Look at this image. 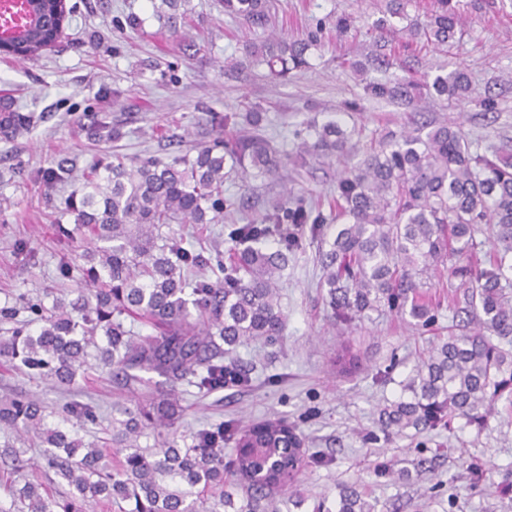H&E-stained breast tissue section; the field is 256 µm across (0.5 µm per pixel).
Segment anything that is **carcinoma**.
Instances as JSON below:
<instances>
[{"label": "carcinoma", "mask_w": 512, "mask_h": 512, "mask_svg": "<svg viewBox=\"0 0 512 512\" xmlns=\"http://www.w3.org/2000/svg\"><path fill=\"white\" fill-rule=\"evenodd\" d=\"M438 2L440 9L426 22L403 30L407 43L448 47L460 39V16L448 0ZM25 4L21 20H3L10 32L3 53L20 61L47 49L70 13L66 0ZM224 12L254 28L268 21L266 0H224ZM316 42L315 35L289 41L274 34L245 46L244 55L284 77L307 66ZM433 89L462 104L473 102L463 70L437 78ZM364 91L373 98L410 100L420 86L412 80L393 89L369 82ZM242 117L226 112L212 116L211 124L235 130ZM243 118L253 131L219 136L193 156L97 160L66 206L76 224L57 225L61 239L74 241L88 227L110 243L99 248L90 266L62 267L64 275L75 271L90 287L50 307L20 294L15 305L0 308V321L12 324L0 334V366L69 387L94 349L134 402L113 409L112 445L123 454L116 469L78 433L46 426L39 399L20 395L0 402V430L37 441L41 468L53 474L52 482L69 488L65 499L53 498L45 484L27 478L28 460L21 452L6 445L0 448L5 465L0 487L16 512H80L101 499L127 504L125 512H278L276 494H297L307 449L296 426L280 419L243 426L226 421L177 445L179 387L212 389L227 376L247 385L249 370L224 364V353L283 333L279 283L288 259L264 243L279 236L288 240V249H298L296 227L309 224L312 235L324 238L331 225L303 203L275 206L260 223L234 229L224 278L199 280L192 287L185 272L208 266L210 258L163 236L162 226L175 218L203 224L210 213L220 216L227 163L232 170L251 167L276 179L288 165L302 169L322 155L344 154L351 139L329 122L313 129V141L300 142L286 155L260 129L259 105L248 107ZM40 119L0 101V138H17ZM86 134L99 142L113 136L109 123L98 119L86 126ZM72 178L73 164L66 157L41 176L46 187ZM336 207V220L344 223L336 225L328 249L318 255L334 324L349 325L387 308L431 325L438 307L425 289L446 263L450 278L463 289L448 297V307L473 325L458 335V324L448 326V340L416 365L403 383V395L379 408L380 430L388 436L410 428L434 430L456 415L482 425L495 400L512 394V161L480 152L462 127L438 124L424 138L409 132L367 146L359 165L337 182ZM487 243L491 248L484 253ZM133 313L148 318L160 335L138 336L127 328L125 317ZM145 373L164 378L168 397L135 395ZM60 417L64 423L95 421L92 407L81 402L67 403ZM149 432L154 443L141 445ZM375 508L355 485L339 492L336 512Z\"/></svg>", "instance_id": "1"}]
</instances>
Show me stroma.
<instances>
[{
	"mask_svg": "<svg viewBox=\"0 0 512 512\" xmlns=\"http://www.w3.org/2000/svg\"><path fill=\"white\" fill-rule=\"evenodd\" d=\"M154 0H67L73 13L58 43L34 61L0 55V77L9 82L14 109L46 112L48 121L14 141H0V308L21 293L69 296L78 278L62 276L61 266L77 259L78 244L60 242L58 223L73 224L64 211L70 187L46 193L35 183L37 172L60 155L75 157L86 169L105 154L166 157L193 152L209 138L211 125L196 109L242 110L248 103L266 113L265 133L274 147L292 152L298 133L330 121L356 130V147L344 158H320L310 168H286L275 181L248 173L224 183L236 198L232 214L212 224H171L169 231L194 246L228 255L233 226L259 222L287 195L305 198L322 212L335 205L336 179L356 165L371 139L411 130L413 123H458L480 147L512 153V0H460L464 33L447 49L385 47L374 43L367 23L380 18L384 0H270L268 29L239 24L224 13L222 0H186L176 30H169L153 9ZM352 20L350 32H336L337 17ZM303 38L318 33L306 68L277 78L259 65L225 75L228 57L241 56L268 32ZM464 68L472 93L492 97L495 109L431 92L436 76ZM412 79L426 85L410 104L372 99L371 81ZM348 101L357 111L345 110ZM106 117L119 138L88 140L89 115ZM302 249L289 255L281 290L285 332L276 344L255 341L237 348L238 362L252 365L249 385L210 390L184 388L183 415L177 428L188 435L280 418L295 425L324 463L309 464L300 477L302 506L282 500L280 512H335L342 485L359 483L377 499L378 512H512V400L500 398L483 427L452 419L449 428L406 430L387 437L376 427L379 405L396 399L401 381L427 352L448 338L452 314L440 307L433 325L419 327L393 311L370 312L349 327L333 325L319 282V239L302 228ZM350 348L356 363L338 372L333 360ZM388 372L387 383L375 376ZM36 394L47 405L49 424L71 400L94 406L96 423H84V441L112 448V409L129 395L112 381L107 368L92 366L69 391L31 381L0 369V398ZM432 460L431 473L408 480L396 472L411 461ZM386 465L388 475L377 468ZM483 466L475 481L470 468Z\"/></svg>",
	"mask_w": 512,
	"mask_h": 512,
	"instance_id": "obj_1",
	"label": "stroma"
}]
</instances>
